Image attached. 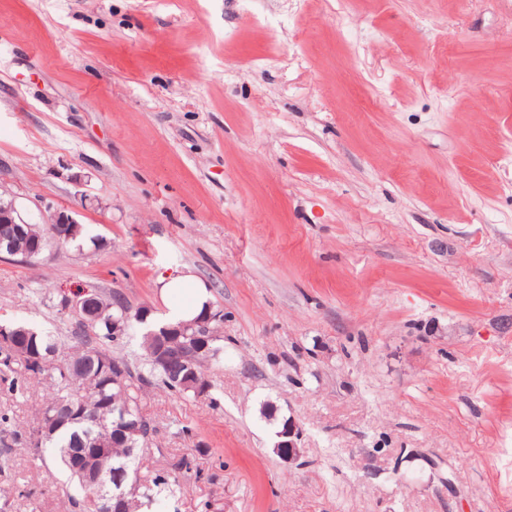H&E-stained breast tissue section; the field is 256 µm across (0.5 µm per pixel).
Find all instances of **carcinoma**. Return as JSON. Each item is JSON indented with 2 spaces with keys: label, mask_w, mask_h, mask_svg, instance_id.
<instances>
[{
  "label": "carcinoma",
  "mask_w": 512,
  "mask_h": 512,
  "mask_svg": "<svg viewBox=\"0 0 512 512\" xmlns=\"http://www.w3.org/2000/svg\"><path fill=\"white\" fill-rule=\"evenodd\" d=\"M78 240H87L96 248L104 243L85 227L73 237L57 239L49 228L31 224L18 239V247L25 251L37 242L45 247L51 241L63 248ZM128 312L130 308L122 306L121 300L104 299L93 317L71 313L78 330L77 348L59 363L54 359L56 337L23 324L3 322L10 329L26 330V335L0 341V366L10 371L19 362L29 376L49 382L37 417L44 433L39 439L29 437V443L36 454L44 448L55 449L75 482L76 492L66 495L67 512H106L93 489L97 474L107 470L124 471L130 481L138 482L136 491H126L123 512H138L144 499L153 503L154 489L167 485L168 477L157 475L147 481L140 476L141 461L154 452L157 429L142 414L139 394L146 388L159 387L175 395L199 398L203 389L210 387L203 366L221 351L217 345L221 337L214 336L206 352L196 353V321L179 322L183 335L169 349L182 352L183 360L169 367L160 365L155 352L167 344L168 337L158 335L163 325L149 319L143 324L144 358L130 360L112 351ZM130 419L141 422L142 434L123 431Z\"/></svg>",
  "instance_id": "1"
}]
</instances>
